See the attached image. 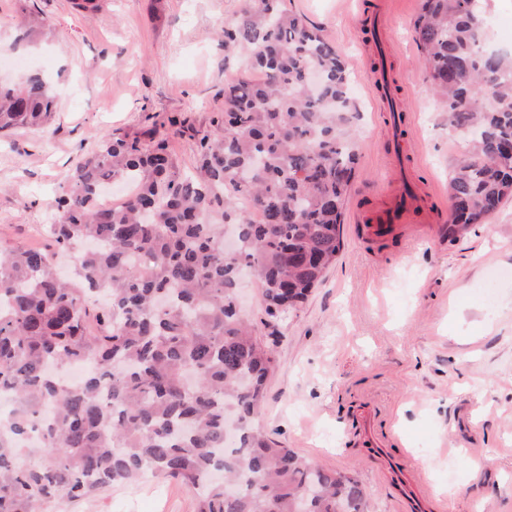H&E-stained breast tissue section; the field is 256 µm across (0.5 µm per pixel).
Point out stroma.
Wrapping results in <instances>:
<instances>
[{
	"mask_svg": "<svg viewBox=\"0 0 512 512\" xmlns=\"http://www.w3.org/2000/svg\"><path fill=\"white\" fill-rule=\"evenodd\" d=\"M48 25L25 47L48 78L58 110L39 129L0 137V247L54 250L47 228L69 174L115 131L156 129L181 171H194L197 141L224 110V83L242 58L225 57L222 29L246 0H0V51L12 49L20 3ZM385 9L384 65L409 114L402 132L409 174L437 220L414 243L364 237L356 215L397 188L392 129L372 90L373 45L362 16ZM318 26L350 71L360 154L345 208L343 248L297 310L265 323L258 285L240 301L275 365L259 423L283 446L357 478L369 512H402L385 463L411 465L441 512H512V201L449 240L451 163L466 150L432 91L414 21L421 0H284ZM485 42L512 52V0H482ZM371 410L395 441L374 456L358 434ZM173 478L115 485L57 512H195Z\"/></svg>",
	"mask_w": 512,
	"mask_h": 512,
	"instance_id": "stroma-1",
	"label": "stroma"
}]
</instances>
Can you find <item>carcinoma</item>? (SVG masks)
<instances>
[{"label":"carcinoma","mask_w":512,"mask_h":512,"mask_svg":"<svg viewBox=\"0 0 512 512\" xmlns=\"http://www.w3.org/2000/svg\"><path fill=\"white\" fill-rule=\"evenodd\" d=\"M22 39L43 20L24 13ZM473 0H422L415 38L451 125L476 132L448 184V239L512 199V54L483 49ZM246 68L181 175L156 131L104 136L72 170L54 256L0 248V512H46L146 476L193 488L195 512H368L363 487L257 424L272 350L237 303L246 271L268 316L303 303L342 249L354 177L349 72L318 27L282 0H248L224 28ZM55 112L39 73L0 82V133ZM255 166L253 180L235 175ZM131 191L112 207L102 188ZM240 250L224 254V225ZM90 363L77 383L48 363Z\"/></svg>","instance_id":"carcinoma-1"}]
</instances>
